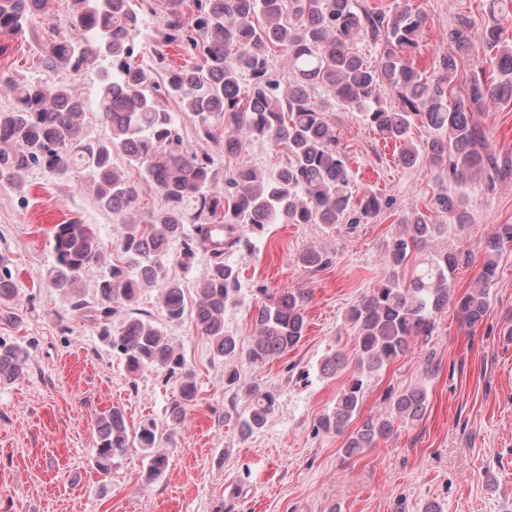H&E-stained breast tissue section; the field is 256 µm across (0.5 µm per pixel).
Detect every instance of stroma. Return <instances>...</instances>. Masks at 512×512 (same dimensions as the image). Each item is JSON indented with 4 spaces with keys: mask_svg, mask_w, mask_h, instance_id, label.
<instances>
[{
    "mask_svg": "<svg viewBox=\"0 0 512 512\" xmlns=\"http://www.w3.org/2000/svg\"><path fill=\"white\" fill-rule=\"evenodd\" d=\"M152 2L140 61L153 63L159 50L171 66L185 65L189 54L161 40L170 0ZM405 2L428 19L416 70L432 78L443 59L454 56L455 91L466 94L471 79L488 69V59L456 52L448 31L461 17L482 22L487 0ZM49 8V17L25 34L0 33L1 73L42 76L41 55L53 29H65L71 0H51ZM474 119L497 152L512 155V97L475 109ZM329 122L355 188L393 205L375 223L352 230L343 224H273L251 250L231 256L240 302L225 311L224 325L242 339L254 333L264 294H309L304 337L263 368L215 359L193 319L165 322L156 292L142 295L140 309L163 323L199 389L185 423L163 444L165 473L152 482L136 453L113 461L108 477L94 472L96 418L116 407L129 430L147 418L166 424L174 380L151 369L129 374L83 319H70L69 331H62L59 319L69 307L46 279L55 260V225H93L111 248L118 217L97 205L85 183L39 169L23 188L0 186V273L12 275L14 311L22 320L17 327L0 322V337L32 354L30 368L0 386V512H512V246L498 258L499 277L482 323L466 327L456 306L448 305L433 335L415 338L405 355L365 382L364 416L385 413L387 391L426 385L428 407L420 420L350 458L343 453L345 435L317 427L351 376L347 369L323 376L320 364L336 352L353 355L356 330L347 312L383 273L384 245L398 221L413 210L444 221L431 206L436 171L429 163L402 166L399 147L378 139L359 113L336 109ZM184 137L190 149L211 155L221 173L243 161L271 173L288 158L285 146L262 141L250 142L241 156L226 155L198 138L190 124ZM471 204L467 234L432 244L436 250H469L470 262L455 279L458 295L483 263L479 240L495 225L512 224V179L490 192L474 189ZM309 248L330 252L332 264L318 272L303 267L299 256ZM429 356L440 366L431 380L425 377ZM231 370L240 387L225 384ZM254 381L275 394L277 405L265 426L244 439L224 415L244 409L241 388Z\"/></svg>",
    "mask_w": 512,
    "mask_h": 512,
    "instance_id": "1",
    "label": "stroma"
}]
</instances>
